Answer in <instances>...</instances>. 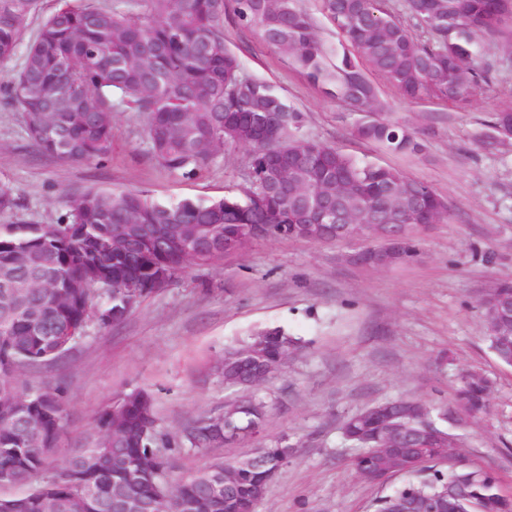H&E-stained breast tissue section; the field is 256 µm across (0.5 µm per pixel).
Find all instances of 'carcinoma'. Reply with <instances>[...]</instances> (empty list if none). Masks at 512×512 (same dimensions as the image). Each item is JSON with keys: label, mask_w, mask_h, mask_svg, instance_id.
<instances>
[{"label": "carcinoma", "mask_w": 512, "mask_h": 512, "mask_svg": "<svg viewBox=\"0 0 512 512\" xmlns=\"http://www.w3.org/2000/svg\"><path fill=\"white\" fill-rule=\"evenodd\" d=\"M336 30V42L319 37L313 18L298 0H135L127 8L91 0L60 6L29 40L22 68L6 76L7 104L21 112L25 131L41 153L66 163L100 160L112 153V112L118 107L146 117L151 159L162 170L200 176L225 145L248 150L246 186L207 200L161 201L139 189H88L67 196V220L58 224L0 225V506L8 512H115L118 503L137 499L147 505L161 496L175 499L171 512H244L266 476L284 466L295 447L277 440L234 462L236 490L213 497L211 477L224 471L215 462L187 475L177 471L175 456L224 444L215 417H199L175 436L158 425L154 396L146 390L127 394L104 411L93 446L65 456L52 472L50 461L61 450L66 416L64 390L42 378L60 366L71 347L63 337H81L90 324L124 322L150 295L159 272L173 281L194 262L197 245L169 233L199 224H221L224 239L246 234L250 224H270V239L297 238L288 197L299 189L343 190L336 209L368 224H415L448 218V205L434 190L389 167L360 161L337 148L298 136L302 113L266 83L243 72L228 48L224 22L255 32L303 70L326 95L364 113L356 135L395 153H416L414 133L381 116L377 91L363 64L384 76L409 100L434 94L465 103L480 77V38L498 33L512 0H404L406 11L425 24L430 38L420 41L380 6V0H319ZM39 0H0V63L15 54L27 21ZM296 156L288 189L268 188L269 157L282 147ZM114 224H149L170 244L154 253L138 240L122 255L112 253ZM401 262L420 256L419 241L406 228L400 235ZM23 254L26 262L16 263ZM49 276L56 287L30 285ZM131 277L145 291L132 298L112 288ZM486 340L497 358L512 364V342L503 345L486 322ZM267 360L297 352L300 341L279 329L256 332L225 350L218 369L224 385L253 371L254 346ZM489 385L467 379L459 402L472 412L488 403ZM248 414L260 424L272 405L247 397ZM409 408L414 417L400 420L399 445L426 453L433 439L425 426L444 427L432 408L411 399L376 403L343 421L345 440L363 449L354 467L370 458L388 433L378 410ZM143 470L127 480L128 470ZM410 479L378 500L377 512H393L405 499L430 501L462 486L461 512H488L501 498L499 484L486 470L437 468L429 459L422 469L405 471ZM25 491L13 493L11 489Z\"/></svg>", "instance_id": "cac0c4a2"}]
</instances>
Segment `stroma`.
Wrapping results in <instances>:
<instances>
[{
    "mask_svg": "<svg viewBox=\"0 0 512 512\" xmlns=\"http://www.w3.org/2000/svg\"><path fill=\"white\" fill-rule=\"evenodd\" d=\"M224 35L247 76L270 84L303 113L302 136L427 183L447 201L450 216L418 230L421 255L403 265L352 262L367 247L364 238L257 240L191 264L123 323L91 324L64 367L46 374L67 392L63 450L92 446L98 416L135 389L153 392L158 422L173 434L222 412L247 393L226 387L217 371L225 349L251 331L278 327L307 347L261 389L275 403L261 440L183 451L181 471L230 462L285 437L296 452L256 512H373L403 478L362 479L342 422L372 404L410 398L443 415L444 427L464 440L470 466L493 472L501 492L512 496V366L490 350L480 307L485 295L512 282V143L491 141L493 115L512 107V45L498 36L487 40L488 77L463 107L433 96L406 101L370 73L384 115L407 126L422 146L408 156L358 139V114L327 98L254 32L229 21ZM112 126L110 156L63 163L36 150L21 113L0 101V183L15 199L13 208L0 210V224L57 223L67 195L90 188H141L177 202L217 198L245 184L242 147L225 146L207 172L185 178L149 156L144 115L116 111ZM472 372L491 382L479 413L457 399L462 376Z\"/></svg>",
    "mask_w": 512,
    "mask_h": 512,
    "instance_id": "35a3bbf8",
    "label": "stroma"
}]
</instances>
